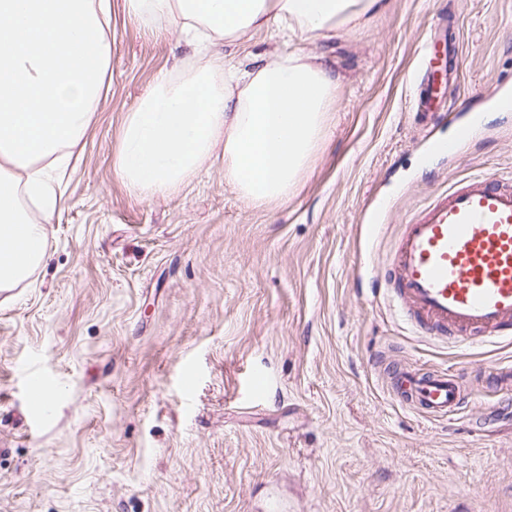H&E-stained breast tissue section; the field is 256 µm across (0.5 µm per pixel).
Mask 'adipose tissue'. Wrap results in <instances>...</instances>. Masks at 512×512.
<instances>
[{"label":"adipose tissue","instance_id":"1","mask_svg":"<svg viewBox=\"0 0 512 512\" xmlns=\"http://www.w3.org/2000/svg\"><path fill=\"white\" fill-rule=\"evenodd\" d=\"M383 0H123L151 28L168 21L193 47L123 122L113 167L141 197L179 192L215 155L253 207L287 202L323 145L340 76L298 37L341 36ZM111 0H0V288L44 262L35 210L54 209L48 170L98 111L111 55ZM271 32L280 49L230 62L225 50Z\"/></svg>","mask_w":512,"mask_h":512}]
</instances>
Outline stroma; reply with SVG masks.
Listing matches in <instances>:
<instances>
[{"label": "stroma", "instance_id": "35a3bbf8", "mask_svg": "<svg viewBox=\"0 0 512 512\" xmlns=\"http://www.w3.org/2000/svg\"><path fill=\"white\" fill-rule=\"evenodd\" d=\"M460 43L450 99L481 132L459 159L425 153L418 49L437 16ZM340 76L324 145L297 194L258 210L217 158L179 193L141 198L112 161L122 122L191 49L112 18L111 87L53 173L47 255L0 292V512H512V337L421 335L379 275L444 176L512 182V0H386L363 28L308 39ZM382 218L384 230L362 227ZM399 360L457 373V415L393 398ZM51 378L30 430L25 372Z\"/></svg>", "mask_w": 512, "mask_h": 512}]
</instances>
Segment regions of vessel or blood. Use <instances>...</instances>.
I'll return each mask as SVG.
<instances>
[{
    "mask_svg": "<svg viewBox=\"0 0 512 512\" xmlns=\"http://www.w3.org/2000/svg\"><path fill=\"white\" fill-rule=\"evenodd\" d=\"M456 48L447 23H439L420 49L417 110L442 113L451 137H429L426 153L453 158L472 139L482 113L446 105L434 60L438 45ZM386 283L403 310L427 332L484 340L512 330V186L492 174L448 187L405 224ZM391 393L413 410L444 418L466 398L463 380L443 371L397 364Z\"/></svg>",
    "mask_w": 512,
    "mask_h": 512,
    "instance_id": "b4317fda",
    "label": "vessel or blood"
}]
</instances>
